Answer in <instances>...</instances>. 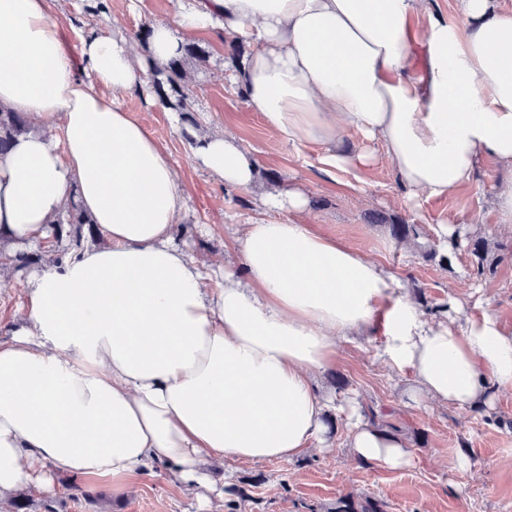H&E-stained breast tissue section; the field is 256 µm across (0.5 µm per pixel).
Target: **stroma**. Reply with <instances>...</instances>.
I'll list each match as a JSON object with an SVG mask.
<instances>
[{"instance_id": "1", "label": "stroma", "mask_w": 512, "mask_h": 512, "mask_svg": "<svg viewBox=\"0 0 512 512\" xmlns=\"http://www.w3.org/2000/svg\"><path fill=\"white\" fill-rule=\"evenodd\" d=\"M176 0H112L108 13L95 16L75 10L73 0H58L54 20L67 48L81 36L120 25L128 32L170 19ZM209 51L206 64L191 65L190 80L200 129L232 132L258 161L256 188L225 189L222 181L197 168L186 140L172 125L170 110L148 105L146 96L126 99L166 147L187 195L188 211L179 226L182 242L197 255L232 254L242 225L258 216L257 192L279 184L308 193V223L324 234L361 250L398 276L415 301L441 308L459 298L471 318L492 314L512 335V226L502 224L494 203L512 171L484 157L470 182L433 198L407 199L386 162L362 170H328L316 146L281 143L248 106L231 80L228 60L234 45L214 35L194 36ZM401 217L420 225L423 239L437 250L445 243L435 229L447 224L462 233L450 268L423 260L413 244L393 239L388 229L371 223V215ZM488 240L500 259L478 271L467 250V235ZM25 269H0V326L20 316L27 279L45 261L42 249L27 248ZM382 336L343 338L337 356L318 378V388L335 396L327 422L334 431L332 448L311 450L290 461H270L225 471L227 501L236 512H326L339 497L355 493L383 502L385 512H512V387L495 388L485 405L458 408L428 399L412 402L411 379L378 358ZM344 389H337V382ZM357 403L379 429L402 436L412 453L410 464L389 470L362 466L347 448L346 403ZM51 494L16 492L0 503V512H206L170 476L145 471L115 488L111 482L58 477Z\"/></svg>"}]
</instances>
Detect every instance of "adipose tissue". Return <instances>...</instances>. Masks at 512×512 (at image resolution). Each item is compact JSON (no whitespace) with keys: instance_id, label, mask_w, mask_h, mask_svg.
Masks as SVG:
<instances>
[{"instance_id":"ef3b65f1","label":"adipose tissue","mask_w":512,"mask_h":512,"mask_svg":"<svg viewBox=\"0 0 512 512\" xmlns=\"http://www.w3.org/2000/svg\"><path fill=\"white\" fill-rule=\"evenodd\" d=\"M56 0H0V108L28 132L0 153V252L44 240L71 205L98 240L47 259L0 339V500L58 476L115 481L156 468L210 508L212 466L329 449L314 384L340 337L383 328L378 355L413 394L454 406L512 386V336L491 314L426 318L402 281L305 224L308 198L271 189L223 272L175 242L187 198L170 155L123 100L183 38L246 44L232 73L283 143L332 169L387 161L408 198L444 197L481 158L512 169V11L461 0H177L147 56L113 29L64 47ZM428 16L425 31L414 21ZM362 144L343 147L346 132ZM193 163L251 189L258 162L227 131L189 130ZM380 153H373V146ZM351 455L408 465L406 440L349 410Z\"/></svg>"}]
</instances>
